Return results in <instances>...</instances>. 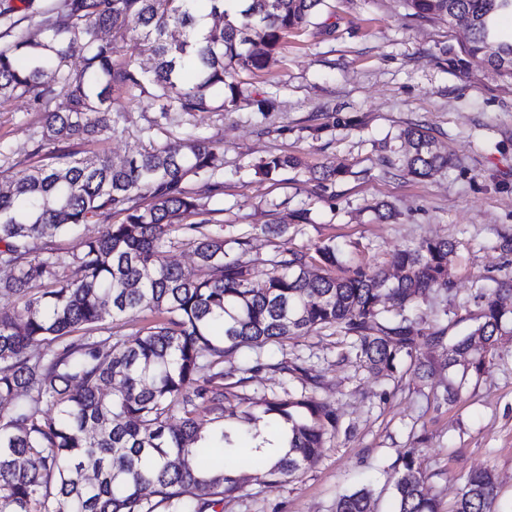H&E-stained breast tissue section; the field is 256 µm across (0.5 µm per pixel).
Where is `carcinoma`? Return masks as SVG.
Returning <instances> with one entry per match:
<instances>
[{
	"instance_id": "cac0c4a2",
	"label": "carcinoma",
	"mask_w": 512,
	"mask_h": 512,
	"mask_svg": "<svg viewBox=\"0 0 512 512\" xmlns=\"http://www.w3.org/2000/svg\"><path fill=\"white\" fill-rule=\"evenodd\" d=\"M194 0H58L54 9L69 23L30 16L42 37L21 31L0 45V102L25 97L43 109L32 131L33 153L44 142L59 145L49 161L22 169L0 188V297L21 300L25 318L0 309V512H204L209 503L244 489L226 466H193L218 445L235 459L239 441L260 427L288 425L283 454L267 459L250 449L251 479L273 486L297 476L323 453L325 436L338 428L323 401L289 391L240 408L233 388L262 370L283 374L303 368L282 360L262 361V351L296 337L336 328L348 340L343 359L392 377L402 371L424 378L463 366L460 380L435 394L439 403L460 399L467 374L481 373L495 356L506 311L496 296L512 293V277L484 297L470 331L450 338L436 322L421 326L415 311L432 290L450 293L448 257L456 243L423 239L393 260L395 272L347 277L332 273L336 248L275 250L259 278L247 258L245 236L224 238V225L201 203L223 191V162L210 141L186 135L177 149L161 145L155 131L173 112H209L216 85L229 89L220 107L237 104L240 72L267 68L281 41L301 31L324 0H240L231 14L223 0H206L212 25L203 40L193 34ZM412 15L463 25L467 54L512 79V42L497 38L495 17L512 12V0H403ZM141 31L153 64L144 68L120 55L115 37ZM79 56L84 66L69 69ZM147 100L158 113L139 129L148 145L115 163L103 154L84 155L74 146L116 132L120 99ZM404 170L425 178L448 166L434 139L419 128L401 133ZM296 162L274 157L259 163L266 177ZM199 183L201 192L186 184ZM147 204H142V201ZM108 214L77 251L53 238L75 232ZM195 258L187 273L165 259L172 234L184 217ZM40 291L33 292L34 288ZM149 322L134 339L109 334L75 335L107 321ZM254 354L243 377L224 383V357ZM417 449L399 458L393 494L398 512H441L415 467ZM494 474L464 477L453 512H494ZM366 487L340 495L335 512H372Z\"/></svg>"
}]
</instances>
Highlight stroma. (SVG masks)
Masks as SVG:
<instances>
[{
  "label": "stroma",
  "instance_id": "stroma-1",
  "mask_svg": "<svg viewBox=\"0 0 512 512\" xmlns=\"http://www.w3.org/2000/svg\"><path fill=\"white\" fill-rule=\"evenodd\" d=\"M467 32L407 16L401 0H324L304 31L290 34L268 73H241L237 106L180 113L156 140L193 131L224 157L220 210L226 237L248 235L250 259L280 247L334 245L336 275L356 265L388 268L394 255L420 240L448 239L451 294H430L420 308L427 321L464 335L478 312L479 292H493L512 275V83L465 52ZM154 111L131 101L109 138L88 144L114 159L140 147L139 128ZM42 113L15 98L0 103V182L34 165L30 134ZM418 127L451 159L423 179L402 166L400 133ZM297 158L296 167L267 178L256 163ZM269 224L286 234L265 233ZM336 329L298 337L264 353L268 364L288 360L316 381L313 395L339 418L321 457L296 478L274 487L252 484L224 499L216 512H335L340 494L367 486L373 512H396L395 461L416 449L444 512L469 471L497 477L495 512H512V335L504 337L483 373L469 377L461 400L436 407L433 389L448 381L407 374L388 380L358 362L342 360Z\"/></svg>",
  "mask_w": 512,
  "mask_h": 512
}]
</instances>
